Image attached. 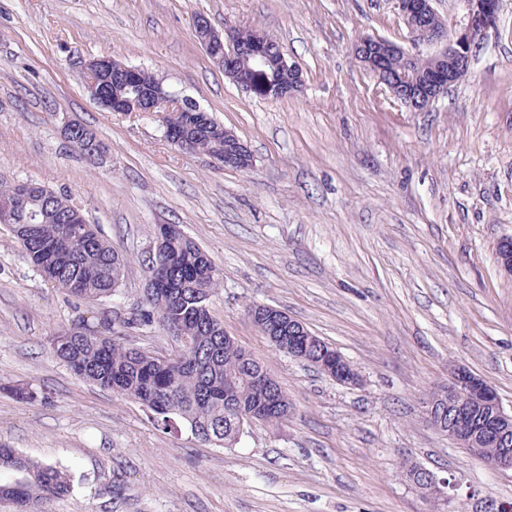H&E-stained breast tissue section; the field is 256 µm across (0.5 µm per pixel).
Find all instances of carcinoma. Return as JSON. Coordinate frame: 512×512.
<instances>
[{
	"label": "carcinoma",
	"mask_w": 512,
	"mask_h": 512,
	"mask_svg": "<svg viewBox=\"0 0 512 512\" xmlns=\"http://www.w3.org/2000/svg\"><path fill=\"white\" fill-rule=\"evenodd\" d=\"M211 127L207 135L190 134L192 151L208 154L224 145L216 120ZM27 208L38 214L39 223L16 220L9 230L42 278L87 302L114 295L125 277L126 258L96 225L69 222L78 211L70 195L34 182ZM142 265L148 279L164 274L165 288L146 295L147 304L170 334L186 336L188 344L162 360L126 345L110 325L100 331L78 322L52 336L57 358L82 380L140 403L157 427L170 429L172 418L202 441L221 447L237 444L244 434L243 410L262 411L263 424L270 427L287 421L288 395L277 383L265 390L254 384L252 378L266 370L264 362L225 336L210 311L223 276L206 251L178 235L143 258ZM70 491L67 470L0 448V503L11 505L13 512H33L36 503Z\"/></svg>",
	"instance_id": "1"
}]
</instances>
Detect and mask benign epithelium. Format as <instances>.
<instances>
[{
    "mask_svg": "<svg viewBox=\"0 0 512 512\" xmlns=\"http://www.w3.org/2000/svg\"><path fill=\"white\" fill-rule=\"evenodd\" d=\"M400 15L418 39L442 44V49L431 56L432 70L417 88L395 83L385 84L390 95L402 104L417 110L429 107L448 87L458 82L469 70L471 50L480 36L495 26L498 11L490 0H460L463 14L451 30L432 6V0H395ZM197 41L207 56L230 78L237 73V64L250 66L251 79L239 85L255 94L280 99L295 92L303 82L302 70L290 63L284 53L275 52L265 35L259 31L242 43L238 30L224 27L220 33L203 16L194 19ZM358 61L375 77L382 69L378 62L392 56H402L410 61L416 56L407 53L397 44L376 36H363L357 41ZM86 88L90 97L111 112H166L164 135L173 145L189 149L187 139L175 135L172 119L181 112L190 113L191 120L203 123L208 118L197 104H185L169 91L152 81L149 70L126 65L110 56L89 60L83 64ZM104 71L123 78L134 90L132 98H108L96 88V77ZM289 72L291 80L283 83L274 78L277 72ZM224 140L229 149L211 156L213 162L224 168L247 169L252 166L248 147L231 130H224ZM20 193L10 200L0 202V221L8 224L18 211L21 201L28 195L29 184L20 183ZM501 269L512 276V238L502 239L496 248ZM253 324L262 335L279 345L288 337V355L301 358L317 337L287 312L273 306L253 304L247 309ZM319 370L346 386H357L361 381L358 370L338 351L333 356L317 362ZM448 415V438L458 447L467 448L486 466L495 470L512 469V411L505 410L501 398L483 377L462 367L455 368L448 379V397L445 402L428 399L424 402V415L430 425L437 416ZM448 481L426 474L418 483L430 501L448 498Z\"/></svg>",
    "mask_w": 512,
    "mask_h": 512,
    "instance_id": "1",
    "label": "benign epithelium"
}]
</instances>
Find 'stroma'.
<instances>
[{"label": "stroma", "mask_w": 512, "mask_h": 512, "mask_svg": "<svg viewBox=\"0 0 512 512\" xmlns=\"http://www.w3.org/2000/svg\"><path fill=\"white\" fill-rule=\"evenodd\" d=\"M198 14L276 37L302 90H243L199 46ZM362 35L437 51L395 0H0V174L69 194L127 260L115 295L87 304L45 283L0 224V446L72 480L42 512H433L406 463L449 481L444 512L512 500V470L458 448L422 408L455 365L512 407V277L496 260L512 236V0L467 75L423 111L355 59ZM102 56L157 72L233 130L252 167L174 147L161 113L98 106L82 65ZM71 119L107 145L105 164L73 150ZM158 224L180 225L221 270L211 311L287 393V423L252 425L230 448L165 433L54 356L52 334L82 320L179 349L144 301ZM256 303L335 346L362 385L273 350L245 313Z\"/></svg>", "instance_id": "35a3bbf8"}]
</instances>
